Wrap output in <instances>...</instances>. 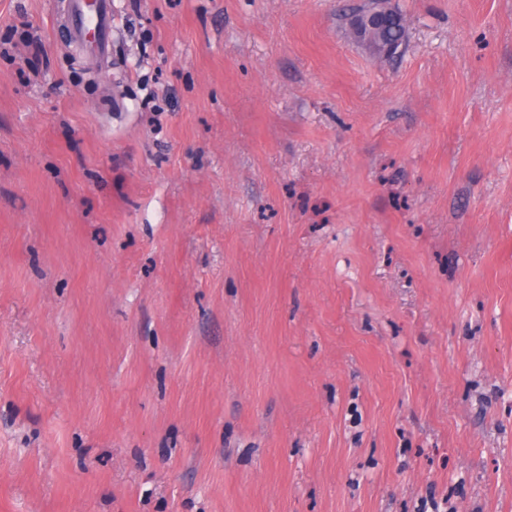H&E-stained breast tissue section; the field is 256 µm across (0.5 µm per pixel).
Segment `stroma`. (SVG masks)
<instances>
[{
  "label": "stroma",
  "mask_w": 512,
  "mask_h": 512,
  "mask_svg": "<svg viewBox=\"0 0 512 512\" xmlns=\"http://www.w3.org/2000/svg\"><path fill=\"white\" fill-rule=\"evenodd\" d=\"M0 0V512H512V0ZM71 22L78 37L88 45L105 54L109 48L108 32L112 19L108 11V0H72ZM389 4L394 8V10H391V11L399 14L400 22L398 24L394 25L393 27H389L388 29H384V28L373 29L369 32L368 37L366 39V42L372 43V44H383V43L389 44L383 48V51L385 54H388L389 52H391L394 49V45H390L391 43L398 42L400 44V46H403V50L405 49L406 43H407V31H406V26L404 24V22H405L404 16H403L401 10L398 7H396L395 4H391V2H389ZM385 54L379 53V55H381L385 58H393L397 55V54L396 55L395 54L385 55ZM389 11L383 10H369L366 11L361 9L359 12H355L352 17L349 18V27L361 38L364 30L367 28H373L375 25L382 22L388 15Z\"/></svg>",
  "instance_id": "obj_1"
}]
</instances>
